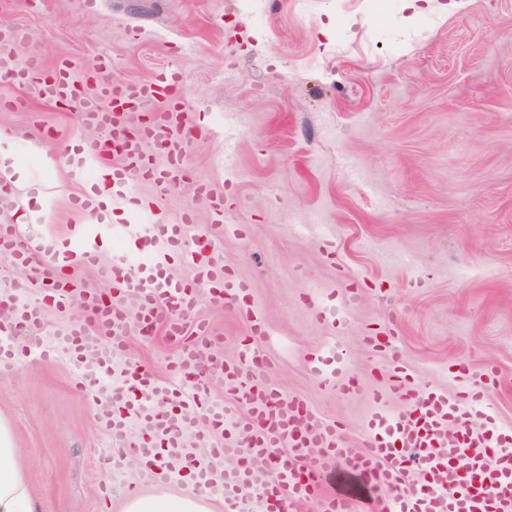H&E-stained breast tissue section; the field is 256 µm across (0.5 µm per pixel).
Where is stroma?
I'll list each match as a JSON object with an SVG mask.
<instances>
[{"instance_id": "stroma-1", "label": "stroma", "mask_w": 512, "mask_h": 512, "mask_svg": "<svg viewBox=\"0 0 512 512\" xmlns=\"http://www.w3.org/2000/svg\"><path fill=\"white\" fill-rule=\"evenodd\" d=\"M0 0V29L19 30L16 63L111 61L112 84L174 68L183 120L209 129L184 149V168L226 194L224 264L249 281L269 330V380L307 397L360 446L373 395L393 409L405 390L370 341L393 330L411 389L455 393L460 365L498 421L512 427V0ZM0 134L19 171L16 194L35 223L19 224L39 266L46 250L93 243L76 277L109 292L114 257L139 250L112 233L124 210L73 205L90 180L65 147L98 138L74 110L43 101L0 108ZM342 325L336 344L359 388L349 395L312 373L309 354L332 342L320 309ZM199 318L234 357L248 322L202 295ZM160 378L177 350L156 335L125 338ZM0 419L12 429L39 512H101L129 489L177 494L136 462L113 477L112 440L63 354L0 372ZM325 487L372 507L378 493L346 467Z\"/></svg>"}]
</instances>
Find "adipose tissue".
I'll list each match as a JSON object with an SVG mask.
<instances>
[{
    "mask_svg": "<svg viewBox=\"0 0 512 512\" xmlns=\"http://www.w3.org/2000/svg\"><path fill=\"white\" fill-rule=\"evenodd\" d=\"M0 512H37L20 453L6 423L0 422ZM123 512H210L203 493L186 490L174 495L127 498Z\"/></svg>",
    "mask_w": 512,
    "mask_h": 512,
    "instance_id": "obj_1",
    "label": "adipose tissue"
}]
</instances>
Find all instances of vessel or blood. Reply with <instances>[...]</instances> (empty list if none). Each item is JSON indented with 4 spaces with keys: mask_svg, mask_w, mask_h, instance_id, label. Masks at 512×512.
I'll return each instance as SVG.
<instances>
[{
    "mask_svg": "<svg viewBox=\"0 0 512 512\" xmlns=\"http://www.w3.org/2000/svg\"><path fill=\"white\" fill-rule=\"evenodd\" d=\"M21 37L16 30L0 32V77L47 101H75L83 125L105 130L104 138L68 149L69 164L76 172L89 166L109 171L113 206L139 217L138 223L121 225L120 236H149L152 251L137 278L128 275L123 262L113 263L111 301L106 306L96 292L63 274L35 304L25 303V287L16 284L18 310L0 322V370L15 369L22 358L46 357L63 349L80 372V386L100 425L115 443L113 456L144 463L154 480L173 482L188 475L199 489L221 488L225 512H241L244 490L260 477L270 489L262 500L264 512H284L285 505L315 497L323 498L327 512H347V498L327 492L321 482L324 471L341 463L385 486L390 512H512V431L499 428L494 415L479 408L478 394L464 389L451 395L431 385L410 392L403 412L374 411L362 447L354 448L306 397L267 381L270 362L260 346L266 324L252 304L250 284L225 268L220 234L203 241L189 238L186 227L195 221L192 204L175 213L159 204V195L177 184L181 140L207 135L204 127H187L181 121L179 71L162 70L149 81L117 87L102 79L110 67L104 57L79 73L69 59L58 60L49 70L34 57L21 68L11 55ZM89 81L98 82L97 96L84 94ZM138 178L153 182L156 197L133 191ZM187 185L194 201L205 200L216 216H223V196L201 180H188ZM0 253L15 267L34 268L33 251L21 243L15 225H0ZM96 260L94 249L83 245L68 251L57 266L63 271ZM175 261L194 268L193 281L169 276L168 267ZM203 289L243 309L248 318L250 334L234 358L225 357L222 336L194 318ZM74 303L85 311L86 321L73 322L24 350L15 348L13 337L39 327L45 307ZM90 320L113 335L91 365L84 361L89 345L97 340L86 329ZM145 325L163 331L177 345L173 380L159 379L126 355L123 336L139 333ZM345 361L342 352L316 353L311 368L321 382H339L348 395L358 384L340 375ZM213 390L224 391L225 402L211 400ZM477 414L483 418L479 428L472 425ZM200 416L208 420L209 430L197 429ZM190 431L206 448V457L187 448L184 436ZM227 455L242 456L246 463L226 470L208 463L209 458ZM412 470L421 474L422 485L408 481Z\"/></svg>",
    "mask_w": 512,
    "mask_h": 512,
    "instance_id": "vessel-or-blood-1",
    "label": "vessel or blood"
}]
</instances>
